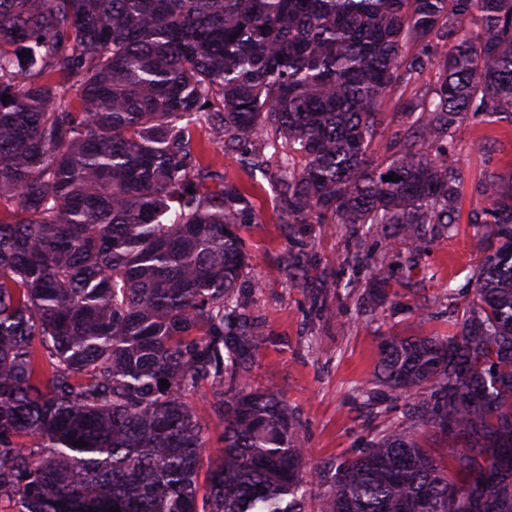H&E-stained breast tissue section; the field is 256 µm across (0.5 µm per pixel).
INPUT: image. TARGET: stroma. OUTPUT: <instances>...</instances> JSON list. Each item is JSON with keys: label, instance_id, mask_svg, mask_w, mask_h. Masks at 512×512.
<instances>
[{"label": "stroma", "instance_id": "obj_1", "mask_svg": "<svg viewBox=\"0 0 512 512\" xmlns=\"http://www.w3.org/2000/svg\"><path fill=\"white\" fill-rule=\"evenodd\" d=\"M416 83L400 84L383 102V125L374 142L377 156L400 149L391 115L412 98ZM209 159L222 166L229 179L247 191L257 219L240 225L252 258L254 283L250 320L261 345L244 377L255 388L271 387L302 423V445L309 450L307 471L329 459H340L364 448L378 425L385 404L367 406L358 387L373 379L384 336H453L456 324L474 295L478 265L487 244L481 225L471 223L482 199L475 192L479 179L512 169V125H486L470 120L458 139L453 160L461 181V217L452 229L435 227L426 253L412 258V246L391 240L389 284L379 283L371 269L354 268L350 254L356 236L377 245L370 226L346 233L331 224H298L286 229L274 195L265 180H252L236 155L207 140L205 128L194 131ZM303 251L308 278L296 284L284 268L289 251ZM211 390L195 400L206 427L199 483H206L211 464L223 446V423Z\"/></svg>", "mask_w": 512, "mask_h": 512}]
</instances>
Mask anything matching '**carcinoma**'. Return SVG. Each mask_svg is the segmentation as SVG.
Returning a JSON list of instances; mask_svg holds the SVG:
<instances>
[{
  "label": "carcinoma",
  "mask_w": 512,
  "mask_h": 512,
  "mask_svg": "<svg viewBox=\"0 0 512 512\" xmlns=\"http://www.w3.org/2000/svg\"><path fill=\"white\" fill-rule=\"evenodd\" d=\"M428 72L377 161L386 93ZM475 115L512 123V0H0V498L309 512L302 424L242 375L256 215L192 127L284 223L384 224L419 253L426 225L457 223L450 148ZM477 192L490 240L460 329L380 343L359 394L404 400L403 419L320 464L317 512H512V177ZM204 384L224 448L201 496ZM408 422L463 443V479Z\"/></svg>",
  "instance_id": "1"
}]
</instances>
